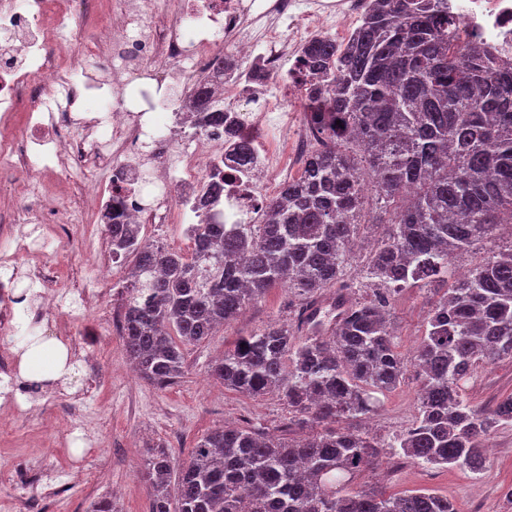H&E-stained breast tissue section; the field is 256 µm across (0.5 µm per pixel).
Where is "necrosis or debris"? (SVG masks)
<instances>
[{
    "label": "necrosis or debris",
    "mask_w": 512,
    "mask_h": 512,
    "mask_svg": "<svg viewBox=\"0 0 512 512\" xmlns=\"http://www.w3.org/2000/svg\"><path fill=\"white\" fill-rule=\"evenodd\" d=\"M369 0H175L165 13L143 10L138 0H15L0 11V168L19 179L15 205L0 214L12 224H54L56 235L31 245L18 242L0 254V330L36 333L46 316L84 326L89 295L56 291L48 309L15 314L17 302L9 276L19 258L58 249L80 238L94 253L113 210L127 224H152L161 211L180 208V221L261 223L268 201L269 173L288 174L304 165L307 140L294 130L306 111L305 87L298 75L300 50L309 40H343L348 18L363 15ZM110 16V25L94 37L91 49L112 72L119 93L112 101L98 95L100 85L84 80V61L75 57L81 29L70 27L74 11ZM461 43L487 47L512 60V0H448ZM247 57L265 74L262 84L237 75L212 74L217 50ZM138 84L130 86L126 73ZM209 77L225 114L222 129L186 133L188 119L174 108L201 77ZM95 108L101 140L88 142L73 113ZM248 141L249 159L233 148ZM291 142L290 162L278 149ZM224 170L221 203L203 210L181 207L195 198L212 164ZM107 169L106 186L88 172ZM55 175L89 198L86 224H62L55 208L42 206L43 179Z\"/></svg>",
    "instance_id": "necrosis-or-debris-1"
}]
</instances>
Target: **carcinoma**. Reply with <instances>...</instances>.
<instances>
[{
    "label": "carcinoma",
    "mask_w": 512,
    "mask_h": 512,
    "mask_svg": "<svg viewBox=\"0 0 512 512\" xmlns=\"http://www.w3.org/2000/svg\"><path fill=\"white\" fill-rule=\"evenodd\" d=\"M446 0H373L344 44L301 49L311 123L324 147L281 185L264 223L199 224L196 256L142 244L133 224L109 241L133 261L122 340L139 377L164 388L184 374V350L281 285L301 300L296 320L239 338L208 365L211 378L252 397L280 393L299 438L220 426L184 462L155 447L144 476L149 512H456L432 489L350 492L379 448L479 474L483 443L512 423V395L491 407L466 398L481 364L512 359V244L458 277L452 257L512 225V64L458 45ZM183 108L195 126L224 125L200 84ZM211 172L199 205L221 197ZM376 224L361 270L386 291L434 287L438 298L412 356L397 348L376 295L351 302L341 277L357 238ZM336 288L332 304L321 292ZM420 375L415 423L390 441L340 422L372 413L375 394ZM335 427L316 430L322 423Z\"/></svg>",
    "instance_id": "carcinoma-1"
}]
</instances>
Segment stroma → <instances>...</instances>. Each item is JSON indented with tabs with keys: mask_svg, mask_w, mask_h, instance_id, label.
Segmentation results:
<instances>
[{
	"mask_svg": "<svg viewBox=\"0 0 512 512\" xmlns=\"http://www.w3.org/2000/svg\"><path fill=\"white\" fill-rule=\"evenodd\" d=\"M46 260L60 277L40 284L41 293L88 289L101 292L102 301L90 313L93 332L76 337L67 347L72 368L67 381L48 383L47 394L29 396L38 411L36 418L0 429V467L51 469L64 479L73 472L83 475V482L67 486L57 512H88L90 503L104 496L113 498L118 512H149L151 489L143 473L150 446H163L171 457L184 461L195 443L218 426L273 430L287 418L288 406L279 396L253 398L225 389L207 373L210 360L237 338L291 320L293 296L287 289L270 288L215 336L188 347L183 377L160 390L125 375L129 359L121 337L108 325L112 293L92 272L105 263V256L83 255L74 240ZM434 298L423 288L391 296L396 341L404 355H411L418 345ZM419 386L417 371L408 370L401 385L381 395L380 407L358 419L357 427L381 440L401 433L417 416ZM464 391L472 404L482 407L512 395V360L478 366L465 381ZM83 426L96 434L98 448H86L79 432ZM487 446L485 468L477 475L418 464L396 449L383 448L373 466L355 474L350 487L388 494L432 489L447 496L457 512H512V498L506 495L512 488V424L492 433Z\"/></svg>",
	"mask_w": 512,
	"mask_h": 512,
	"instance_id": "obj_1",
	"label": "stroma"
}]
</instances>
